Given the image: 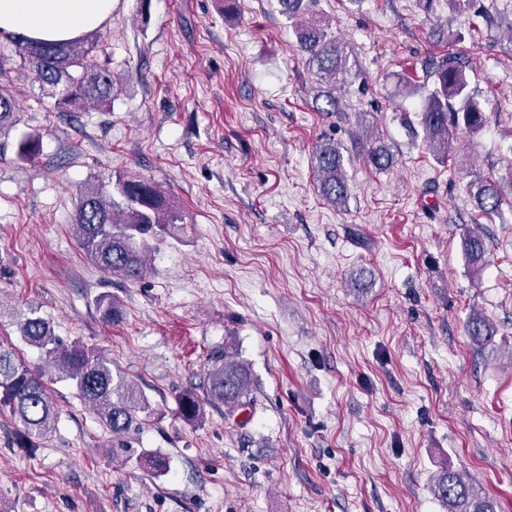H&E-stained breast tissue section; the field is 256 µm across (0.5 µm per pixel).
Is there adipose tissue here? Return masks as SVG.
Returning <instances> with one entry per match:
<instances>
[{"label": "adipose tissue", "mask_w": 512, "mask_h": 512, "mask_svg": "<svg viewBox=\"0 0 512 512\" xmlns=\"http://www.w3.org/2000/svg\"><path fill=\"white\" fill-rule=\"evenodd\" d=\"M112 19V0H0V31L67 42Z\"/></svg>", "instance_id": "obj_1"}]
</instances>
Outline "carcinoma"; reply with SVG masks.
<instances>
[{"label": "carcinoma", "mask_w": 512, "mask_h": 512, "mask_svg": "<svg viewBox=\"0 0 512 512\" xmlns=\"http://www.w3.org/2000/svg\"><path fill=\"white\" fill-rule=\"evenodd\" d=\"M283 13L296 20V49L305 57L318 80L327 86L324 96L331 111H336V90L357 77L355 60L349 45L328 32L326 20L315 6L319 0H279ZM103 33L96 30L62 43L34 42L21 34L6 38L18 48L23 66L33 71L39 89L55 99L63 112H81L86 106L111 104L114 84L112 71L100 64L96 52ZM426 79L433 88L425 91L414 85L410 93L425 92L421 125L425 141L433 155L448 156L453 131L463 128L471 134L481 132L487 117L470 87L466 65L456 55L445 56L426 66ZM16 99L8 87L0 86V130L14 123ZM365 157L374 168L385 170L394 161L389 148L380 140L366 138ZM40 139L27 135L18 142L22 160L34 157ZM315 174L321 196L332 206L345 207L350 191L341 147L332 138L319 143L315 151ZM474 208L486 216L496 214L501 202L497 182L477 177L469 184ZM183 222L180 212L170 204L151 178L118 173L110 184H87L76 198V239L91 262L107 274L127 280H140L147 271V239L162 241ZM463 252L473 273L486 265L488 245L484 237L468 232ZM103 318L111 321L119 315L117 301L110 295L97 299ZM9 315L28 346L40 351L44 362L58 370V379L68 380L79 398L99 417L112 433L114 456L124 450L123 441L138 427L137 415L149 409L142 390L112 373V361L103 352L73 341L61 342L50 322L38 309L24 313L7 309L0 303V318ZM467 335L480 347L493 344L496 330L479 314L466 321ZM201 392L186 391L179 397V413L186 422L204 418L205 406L222 405L225 414H254L252 379L248 367L235 358L232 346L212 349L200 386ZM0 410L8 411L19 427L23 446L53 432L57 422L54 401L44 380V372L21 360L11 346L0 344ZM138 464L161 476L168 472V461L160 455L144 454ZM433 495L447 512H497V502L465 481L459 474L445 471L432 485Z\"/></svg>", "instance_id": "cac0c4a2"}]
</instances>
